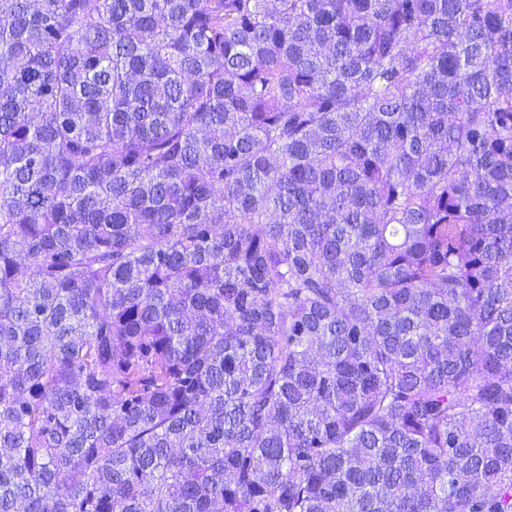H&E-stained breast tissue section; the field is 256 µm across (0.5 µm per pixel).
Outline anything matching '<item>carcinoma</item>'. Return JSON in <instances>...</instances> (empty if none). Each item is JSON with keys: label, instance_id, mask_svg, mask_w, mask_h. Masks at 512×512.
<instances>
[{"label": "carcinoma", "instance_id": "carcinoma-1", "mask_svg": "<svg viewBox=\"0 0 512 512\" xmlns=\"http://www.w3.org/2000/svg\"><path fill=\"white\" fill-rule=\"evenodd\" d=\"M0 512H512V0H0Z\"/></svg>", "mask_w": 512, "mask_h": 512}]
</instances>
